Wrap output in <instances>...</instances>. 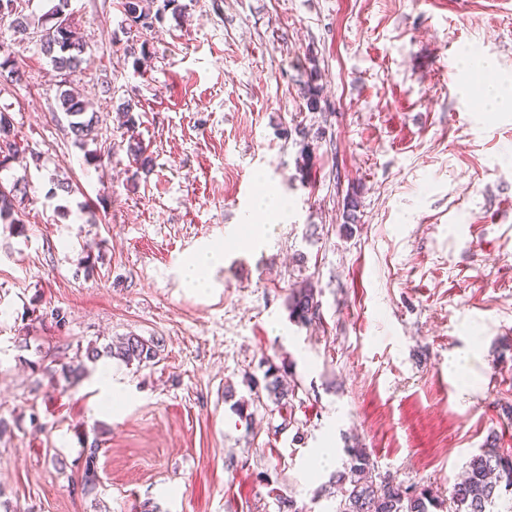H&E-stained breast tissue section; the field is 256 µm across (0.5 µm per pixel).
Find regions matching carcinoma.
I'll return each mask as SVG.
<instances>
[{"label":"carcinoma","mask_w":512,"mask_h":512,"mask_svg":"<svg viewBox=\"0 0 512 512\" xmlns=\"http://www.w3.org/2000/svg\"><path fill=\"white\" fill-rule=\"evenodd\" d=\"M154 0H123L126 20L131 28L150 29L160 19V11H152ZM68 0H58L50 13L49 20L41 22L40 38L42 50L53 67L66 72L77 68L84 61L86 45L71 24H61L59 15L64 13ZM316 75H311L306 85L305 97L309 110L321 109L323 88L315 84ZM59 109L69 121V128L76 140L84 141L91 136L97 116L87 115V109L79 93L65 89L58 95ZM122 124L131 135L127 150L133 160L142 168L152 163L151 156L135 134V117L132 106L122 107ZM19 152L11 116L0 110V168L4 169ZM17 189L0 187V223L12 224L18 232L24 231V224L18 218ZM289 318L301 325L312 322L319 312L316 290L306 284L291 292L287 299ZM159 342L145 340L139 336H126L116 344L106 346L107 353L128 365L141 366L158 359ZM100 357L96 347L86 350L85 356H76L71 364L62 367L67 379H80L87 373L85 361L95 362ZM261 390L273 404L279 406L294 394L278 369L269 367L264 374ZM100 444L94 439L83 448L84 463L80 480L81 493L92 494L98 484V458ZM347 461L342 470L332 474L321 491L339 498L336 512H490L501 489L512 490V452L502 448L489 447L473 457L460 481L448 491V499H441L426 488L387 481H376L370 454L364 448L345 449Z\"/></svg>","instance_id":"cac0c4a2"}]
</instances>
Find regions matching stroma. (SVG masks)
<instances>
[{"label":"stroma","instance_id":"obj_1","mask_svg":"<svg viewBox=\"0 0 512 512\" xmlns=\"http://www.w3.org/2000/svg\"><path fill=\"white\" fill-rule=\"evenodd\" d=\"M121 3L70 0L88 45L71 72L0 18L23 75H0V109L27 146L0 169L26 190L24 233L0 224V512H279L288 497L333 512L318 490L352 446L377 480L444 499L489 436L512 451V107L484 105L461 58L477 47L512 83V6L156 0L160 20L132 38ZM63 89L98 117L85 144ZM126 102L151 172L127 152ZM268 191L287 210H256ZM251 224L270 229L262 247L235 237ZM206 242L224 263L201 292L176 268ZM305 279L320 311L301 326L287 297ZM125 336L160 341L158 361L104 355L63 377ZM105 365L124 384L111 409ZM272 365L295 387L284 408L250 385ZM93 438L100 482L84 496ZM99 400L106 407H112L120 401V387L112 379V368L106 366L98 374Z\"/></svg>","mask_w":512,"mask_h":512}]
</instances>
